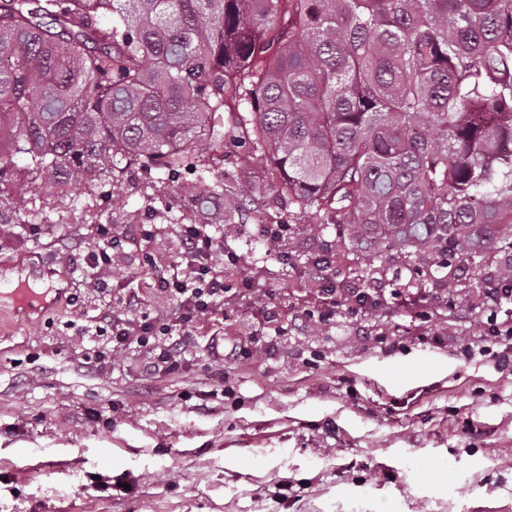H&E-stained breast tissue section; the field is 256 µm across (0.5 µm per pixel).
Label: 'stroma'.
I'll list each match as a JSON object with an SVG mask.
<instances>
[{
    "mask_svg": "<svg viewBox=\"0 0 512 512\" xmlns=\"http://www.w3.org/2000/svg\"><path fill=\"white\" fill-rule=\"evenodd\" d=\"M207 179L223 195L200 204L193 175L128 163L109 198L51 212L48 226L0 216V277L25 270L53 306L0 305V512H501L512 506V367L457 344L486 330L480 291L497 258L415 277L416 257L395 246H348L349 229L290 204L263 157L232 146ZM130 237L104 294L86 243L98 225ZM213 224L237 253L233 287L250 298L216 312L223 341L271 334L273 358H214L207 337L178 370L147 373L130 348L94 368L107 339L91 335L108 301L179 253L178 227ZM289 225L278 249L262 236ZM336 240L330 276L340 292L369 282L397 301L355 323L344 311L305 318L318 286L307 258ZM428 311L430 323L419 313ZM231 396H221L223 387Z\"/></svg>",
    "mask_w": 512,
    "mask_h": 512,
    "instance_id": "stroma-1",
    "label": "stroma"
}]
</instances>
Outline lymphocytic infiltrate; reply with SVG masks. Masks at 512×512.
<instances>
[{"label":"lymphocytic infiltrate","mask_w":512,"mask_h":512,"mask_svg":"<svg viewBox=\"0 0 512 512\" xmlns=\"http://www.w3.org/2000/svg\"><path fill=\"white\" fill-rule=\"evenodd\" d=\"M181 251L166 270L155 273L149 290L165 294L176 302L171 324H164L143 315L129 318L131 310L141 307L144 292L130 289L119 305H106L95 332L108 336L111 351L97 356L96 369H104L112 362L114 354L129 347H136L148 358L150 373H169L178 366L183 350L198 341L197 331L212 320L216 310L231 304L234 299L246 298L248 289L227 288L224 282L226 266L235 265L237 254L219 250L212 225L183 224L179 227ZM330 261L313 264L311 273L324 283L317 292L316 307L320 318L327 319L338 307H347L354 319L378 309L385 302L383 289L366 286L353 289L349 296H342L327 285ZM483 301L489 307L488 341L493 344V356L498 366L512 365V320H499L497 309L512 304V281H494L484 289Z\"/></svg>","instance_id":"1"}]
</instances>
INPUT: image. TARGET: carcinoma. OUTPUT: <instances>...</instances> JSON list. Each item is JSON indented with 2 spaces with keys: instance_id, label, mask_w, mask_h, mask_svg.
Masks as SVG:
<instances>
[{
  "instance_id": "1",
  "label": "carcinoma",
  "mask_w": 512,
  "mask_h": 512,
  "mask_svg": "<svg viewBox=\"0 0 512 512\" xmlns=\"http://www.w3.org/2000/svg\"><path fill=\"white\" fill-rule=\"evenodd\" d=\"M231 123H221L225 112ZM302 210L512 277V0H0V211L48 221L127 160L206 174L239 129Z\"/></svg>"
}]
</instances>
